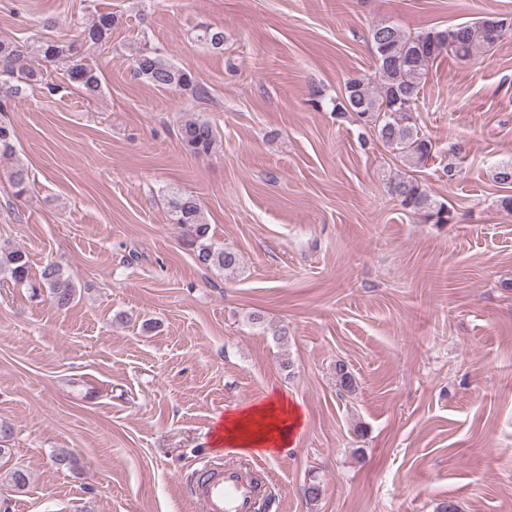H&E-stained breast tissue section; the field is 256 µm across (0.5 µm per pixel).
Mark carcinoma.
<instances>
[{"mask_svg":"<svg viewBox=\"0 0 512 512\" xmlns=\"http://www.w3.org/2000/svg\"><path fill=\"white\" fill-rule=\"evenodd\" d=\"M115 24V16L100 14L89 22L81 23V32L75 40H42L33 65L22 64V45L0 39V112L8 111V98L17 93L21 85L43 82V67L49 64L63 66L72 86L89 95L97 93L101 78L94 67L85 63V50L107 43L112 38ZM502 32L501 21L491 17L413 35L393 21L377 23L370 30L377 67L375 79H350L345 85L344 97L333 105V110L341 115L352 114L358 121L372 127L376 139L397 151L407 166L423 165L436 149V143L422 131L415 117L430 64L444 52L458 59H468L495 45ZM197 39L214 51L224 50V31L221 29L203 26ZM133 66L138 77L158 89L203 94L190 71L164 61L153 48H140ZM178 132L189 154L207 156L212 152L216 130L209 121L192 115L181 121ZM463 151L461 143H448L446 174L450 180L455 176L456 162L462 159ZM389 191L400 199L404 208L424 214L429 221L451 223L448 205L433 198L418 182L396 179L390 182ZM169 208L172 223L181 229L197 263L223 271L238 267L237 252L208 242L209 224L204 221L194 196L174 193L169 199ZM0 271L8 272L18 283L29 282L27 254L8 244H1ZM38 287L48 290L51 301L59 309L69 308L76 296L73 282L56 264L43 267ZM335 370L340 388L347 393L356 391L357 380L348 365L339 360Z\"/></svg>","mask_w":512,"mask_h":512,"instance_id":"carcinoma-1","label":"carcinoma"}]
</instances>
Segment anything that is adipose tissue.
<instances>
[{"mask_svg":"<svg viewBox=\"0 0 512 512\" xmlns=\"http://www.w3.org/2000/svg\"><path fill=\"white\" fill-rule=\"evenodd\" d=\"M299 422L297 408L277 394L225 415L213 436V444L239 452L260 449L269 454L291 444Z\"/></svg>","mask_w":512,"mask_h":512,"instance_id":"adipose-tissue-1","label":"adipose tissue"}]
</instances>
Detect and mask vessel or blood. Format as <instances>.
I'll return each instance as SVG.
<instances>
[{
  "mask_svg": "<svg viewBox=\"0 0 512 512\" xmlns=\"http://www.w3.org/2000/svg\"><path fill=\"white\" fill-rule=\"evenodd\" d=\"M261 489L258 471L241 463L206 469L191 494L200 512H259Z\"/></svg>",
  "mask_w": 512,
  "mask_h": 512,
  "instance_id": "1",
  "label": "vessel or blood"
}]
</instances>
